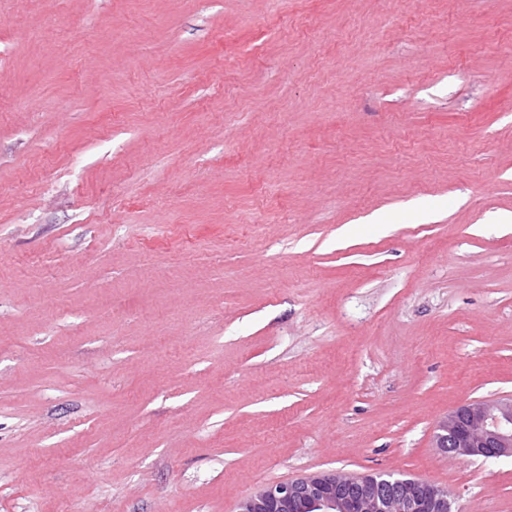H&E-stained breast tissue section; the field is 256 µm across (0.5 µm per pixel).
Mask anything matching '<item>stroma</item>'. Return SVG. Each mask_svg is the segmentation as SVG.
I'll list each match as a JSON object with an SVG mask.
<instances>
[{"mask_svg": "<svg viewBox=\"0 0 512 512\" xmlns=\"http://www.w3.org/2000/svg\"><path fill=\"white\" fill-rule=\"evenodd\" d=\"M510 215L512 0H0V512H512ZM434 440L452 455L512 457V397L458 406L438 425ZM448 489L390 474L314 475L276 483L246 498L238 512H451Z\"/></svg>", "mask_w": 512, "mask_h": 512, "instance_id": "obj_1", "label": "stroma"}]
</instances>
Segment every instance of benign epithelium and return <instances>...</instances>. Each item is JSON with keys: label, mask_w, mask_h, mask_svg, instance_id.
Masks as SVG:
<instances>
[{"label": "benign epithelium", "mask_w": 512, "mask_h": 512, "mask_svg": "<svg viewBox=\"0 0 512 512\" xmlns=\"http://www.w3.org/2000/svg\"><path fill=\"white\" fill-rule=\"evenodd\" d=\"M434 440L452 455L512 457V398L458 406ZM238 512H452V500L447 488L420 478L329 473L271 484L243 500Z\"/></svg>", "instance_id": "obj_1"}]
</instances>
